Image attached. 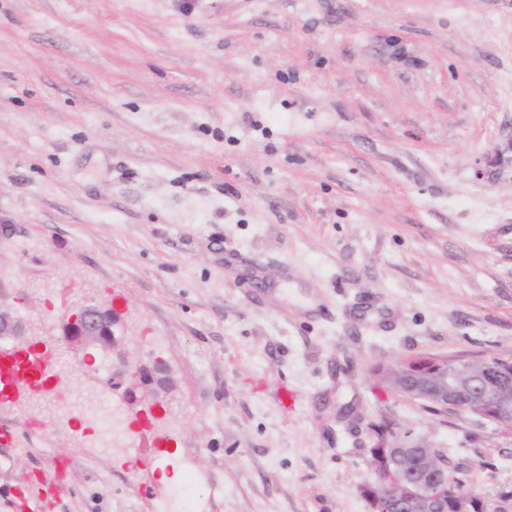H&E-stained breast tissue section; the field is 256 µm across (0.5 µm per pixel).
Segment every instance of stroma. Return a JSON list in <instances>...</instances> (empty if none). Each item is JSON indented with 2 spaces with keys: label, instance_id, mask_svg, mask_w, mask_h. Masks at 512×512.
<instances>
[{
  "label": "stroma",
  "instance_id": "35a3bbf8",
  "mask_svg": "<svg viewBox=\"0 0 512 512\" xmlns=\"http://www.w3.org/2000/svg\"><path fill=\"white\" fill-rule=\"evenodd\" d=\"M113 301L102 376L65 329ZM0 310L62 362L0 402V512L55 457L53 512H180L189 474L197 512H371L385 418L497 503L512 434L369 368L512 358V0H0ZM160 435L178 480L132 459ZM86 413L93 418L101 446L112 448L121 443L127 429L121 411L113 407L106 414L100 415L98 407H86Z\"/></svg>",
  "mask_w": 512,
  "mask_h": 512
}]
</instances>
